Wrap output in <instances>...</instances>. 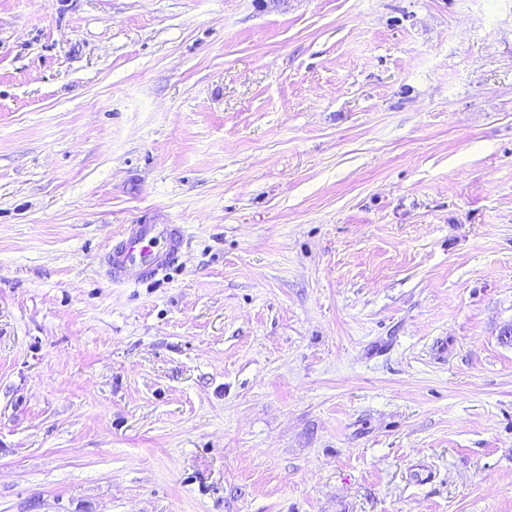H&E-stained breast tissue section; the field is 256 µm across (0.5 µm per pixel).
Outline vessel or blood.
<instances>
[{
	"label": "vessel or blood",
	"mask_w": 512,
	"mask_h": 512,
	"mask_svg": "<svg viewBox=\"0 0 512 512\" xmlns=\"http://www.w3.org/2000/svg\"><path fill=\"white\" fill-rule=\"evenodd\" d=\"M188 246L184 225L127 224L103 254L101 266L113 283L136 285L164 275L179 262Z\"/></svg>",
	"instance_id": "obj_1"
}]
</instances>
